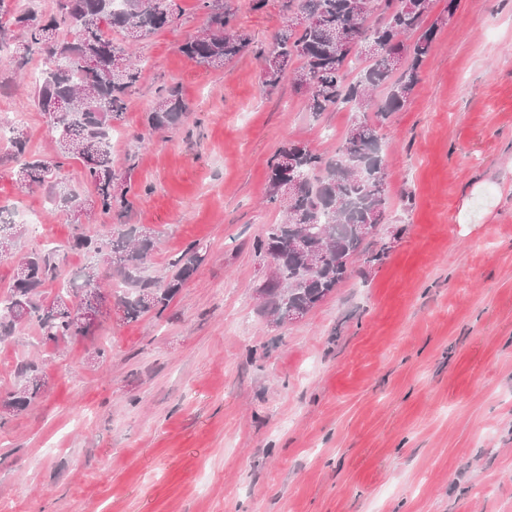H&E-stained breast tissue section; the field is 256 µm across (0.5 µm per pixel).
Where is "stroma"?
Returning <instances> with one entry per match:
<instances>
[{"mask_svg":"<svg viewBox=\"0 0 512 512\" xmlns=\"http://www.w3.org/2000/svg\"><path fill=\"white\" fill-rule=\"evenodd\" d=\"M282 2L240 5L253 47L218 70L179 50L206 25L196 0L135 41L143 78L112 146L132 206L95 222L149 229L150 277L189 245L206 258L162 316L104 319L93 341L44 344L29 327L0 340V394L23 359L47 379L0 427L6 512H512V0H457L409 101L380 124L382 263L275 326L254 250L283 218L265 202L267 162L291 141L333 152L354 118L312 116L289 82L263 87L257 52L286 27ZM13 70L0 59V118L26 112L33 154L51 156ZM173 84L189 117L151 132L155 90ZM478 184L495 208L458 223ZM1 206L42 213L24 249L73 236L9 165Z\"/></svg>","mask_w":512,"mask_h":512,"instance_id":"stroma-1","label":"stroma"}]
</instances>
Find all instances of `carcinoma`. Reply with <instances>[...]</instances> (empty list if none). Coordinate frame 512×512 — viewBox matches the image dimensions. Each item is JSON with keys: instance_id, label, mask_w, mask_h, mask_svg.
<instances>
[{"instance_id": "obj_1", "label": "carcinoma", "mask_w": 512, "mask_h": 512, "mask_svg": "<svg viewBox=\"0 0 512 512\" xmlns=\"http://www.w3.org/2000/svg\"><path fill=\"white\" fill-rule=\"evenodd\" d=\"M14 2L0 0V44L15 42L19 70L36 49L50 60L32 94L56 153L31 156L27 131L17 125L0 165L15 164L18 183L44 188L51 202L73 216L77 226L69 248L83 252L88 262L49 299L41 289L62 277L60 250L47 246L21 254L23 272L13 273L0 298V340L22 324L36 326L41 341L54 345L95 336L100 320L71 316L63 300L92 303L102 313L108 302L98 285L102 274L130 290L117 299L124 320L160 316L205 260L202 248L190 245L169 262L164 279H152L142 275L154 248L152 235L134 227L91 234L80 218L96 210L122 215L131 207L129 189L117 182L112 165V130L142 72L126 54L116 55L112 34L129 38L166 29L177 4L125 0L116 8L113 0H56L55 10L45 13L35 0L18 8ZM432 5L433 0H285L296 22L274 36L269 51L260 52L263 86L272 90L288 77L306 95L314 116L345 105L359 116L331 156L289 142L268 160V202L286 213L285 222L267 225L254 242L255 251L275 268L260 287L263 311L271 317L290 307L310 311L353 276L356 261L385 258L387 246L368 252L362 232L365 224H383L389 208L381 138L368 112L386 120L405 105L439 30V21L427 22ZM198 7L207 15V27L180 52L200 66L222 68L252 44V36L237 24L231 0H198ZM378 88L385 94L375 100L371 92ZM188 115L177 87L162 86L147 124L153 132L166 130ZM69 159L81 162L90 197L82 199L69 188L62 175ZM16 374L22 384L3 399L11 416L25 410L46 384L32 360L19 361Z\"/></svg>"}]
</instances>
